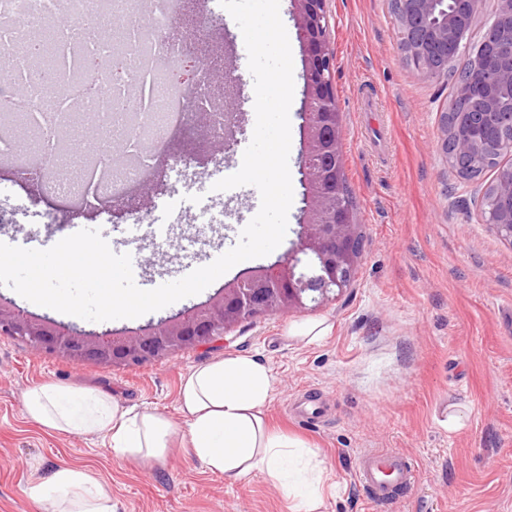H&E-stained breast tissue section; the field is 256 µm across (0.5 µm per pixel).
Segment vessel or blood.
Here are the masks:
<instances>
[{
	"instance_id": "1",
	"label": "vessel or blood",
	"mask_w": 512,
	"mask_h": 512,
	"mask_svg": "<svg viewBox=\"0 0 512 512\" xmlns=\"http://www.w3.org/2000/svg\"><path fill=\"white\" fill-rule=\"evenodd\" d=\"M356 478L380 501L391 496L393 486L414 483L416 469L395 451L379 449L363 455Z\"/></svg>"
}]
</instances>
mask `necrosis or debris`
Wrapping results in <instances>:
<instances>
[{
	"label": "necrosis or debris",
	"instance_id": "4bbe7bcc",
	"mask_svg": "<svg viewBox=\"0 0 512 512\" xmlns=\"http://www.w3.org/2000/svg\"><path fill=\"white\" fill-rule=\"evenodd\" d=\"M184 0H151L149 22L134 18L136 0H0V115L38 128V156H56L59 132L74 123L78 102L97 126L96 160L76 185L46 179L43 197H63L83 210L108 214L113 196L154 166L144 143L168 137L194 113L210 117L212 138L224 137V113L214 105L210 73L201 61L197 79L183 86L175 76L191 47L208 41L211 16L196 18L191 36L173 35ZM134 155L132 167L116 173L112 142Z\"/></svg>",
	"mask_w": 512,
	"mask_h": 512
}]
</instances>
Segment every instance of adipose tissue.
Segmentation results:
<instances>
[{
	"instance_id": "adipose-tissue-1",
	"label": "adipose tissue",
	"mask_w": 512,
	"mask_h": 512,
	"mask_svg": "<svg viewBox=\"0 0 512 512\" xmlns=\"http://www.w3.org/2000/svg\"><path fill=\"white\" fill-rule=\"evenodd\" d=\"M273 390L270 368L250 355H228L192 369L179 392L189 447L226 481L263 473L294 500L291 512H321L324 470L305 459L301 441L268 425L265 409ZM24 406L33 420L52 430L106 436L121 458L164 460L177 433L164 415L124 406L88 388L46 384L26 391ZM26 494L45 512H112L111 492L79 468L36 478Z\"/></svg>"
}]
</instances>
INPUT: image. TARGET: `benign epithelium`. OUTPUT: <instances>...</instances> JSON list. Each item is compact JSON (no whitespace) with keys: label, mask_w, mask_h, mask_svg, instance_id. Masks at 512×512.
Returning a JSON list of instances; mask_svg holds the SVG:
<instances>
[{"label":"benign epithelium","mask_w":512,"mask_h":512,"mask_svg":"<svg viewBox=\"0 0 512 512\" xmlns=\"http://www.w3.org/2000/svg\"><path fill=\"white\" fill-rule=\"evenodd\" d=\"M443 0H393L404 58L431 78L448 75L454 44L465 35L481 0H454L455 9L442 23L429 17ZM296 25L304 56V102L301 112L303 150L299 161L304 188L297 238L275 262L248 276H239L182 314L159 321L130 335L110 330H77L44 316H32L0 301V335L11 336L37 351L60 355L75 363L129 368L210 343L240 324L277 312L318 307L346 290L362 254L360 225L350 208L338 205L342 191L340 113L333 83L335 56L327 37L325 0H294ZM500 23L487 28L484 42L491 55L507 54L496 81L479 95L481 125L498 136L497 151L512 153V120L504 123L497 90L512 84V0H496ZM480 60L458 73L457 92L471 93ZM453 128L443 121V153L456 173H472L471 160L483 141L471 133L474 116L453 113ZM485 194L491 214L484 217L503 239L512 243V169L503 171Z\"/></svg>","instance_id":"benign-epithelium-1"}]
</instances>
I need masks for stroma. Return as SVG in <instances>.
<instances>
[{"mask_svg": "<svg viewBox=\"0 0 512 512\" xmlns=\"http://www.w3.org/2000/svg\"><path fill=\"white\" fill-rule=\"evenodd\" d=\"M218 13L207 44L240 83L223 91L242 127L224 143L201 122L170 138L165 160L198 155L199 199L208 178L235 168L255 127L254 80L238 46L239 28L216 0H187L180 33L192 19ZM334 86L341 115L344 173L355 201L363 253L347 290L315 309L270 314L210 344L134 368L77 364L0 335V512H44L25 493L29 481L79 467L112 490L113 512H289L283 489L257 473L230 483L210 472L190 448L174 444L165 462L115 457L107 439L59 433L26 413L27 389L66 384L110 393L183 426L181 379L227 355L249 353L267 365L275 390L270 424L304 442L325 469L323 512H512V242L482 221V196L496 177L465 179L440 148L441 114L456 86L406 65L390 0H326ZM292 58L289 117L293 202L286 238L294 240L303 187L300 111L303 61L293 0H280ZM0 187L27 197V187L0 164ZM12 196V198H13ZM0 196L4 229L18 238L59 242L76 224L99 230L111 249L132 252L151 286L181 278L184 268L235 246L260 207L251 185L214 202L218 221L197 232L192 214L164 235L134 237L127 224L76 220L66 203L45 199L28 216L11 214ZM275 254L233 266L199 294L134 319L77 320L76 328L134 332L204 303L225 282L273 263ZM323 323L330 333L308 342L292 326ZM457 429H449V415ZM390 448L417 468V481L384 501L371 500L356 472L364 452Z\"/></svg>", "mask_w": 512, "mask_h": 512, "instance_id": "35a3bbf8", "label": "stroma"}]
</instances>
